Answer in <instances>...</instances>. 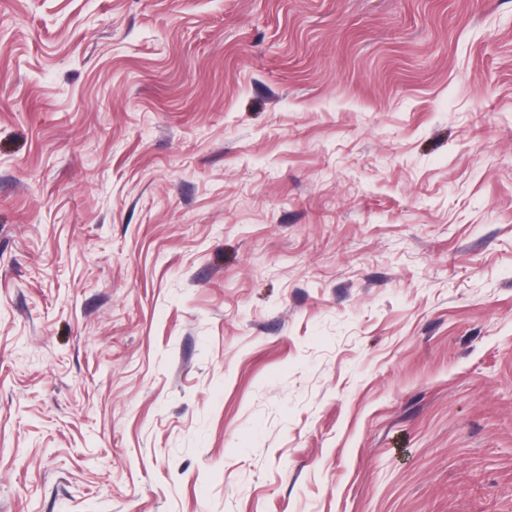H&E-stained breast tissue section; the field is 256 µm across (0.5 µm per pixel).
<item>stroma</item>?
<instances>
[{
	"mask_svg": "<svg viewBox=\"0 0 512 512\" xmlns=\"http://www.w3.org/2000/svg\"><path fill=\"white\" fill-rule=\"evenodd\" d=\"M0 512H512V0H0Z\"/></svg>",
	"mask_w": 512,
	"mask_h": 512,
	"instance_id": "35a3bbf8",
	"label": "stroma"
}]
</instances>
